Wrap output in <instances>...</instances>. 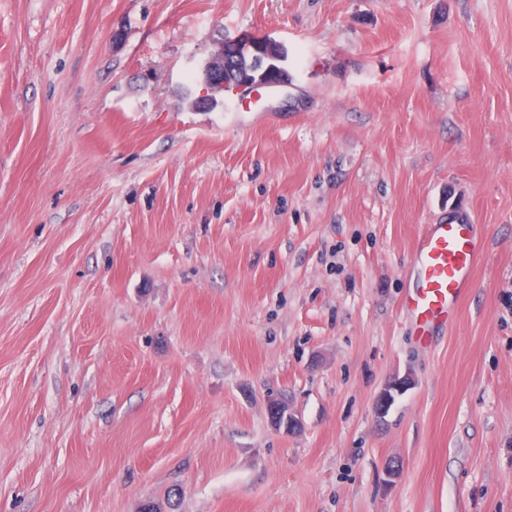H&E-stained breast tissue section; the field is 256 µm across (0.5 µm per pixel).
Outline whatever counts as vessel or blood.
Segmentation results:
<instances>
[{
    "label": "vessel or blood",
    "mask_w": 512,
    "mask_h": 512,
    "mask_svg": "<svg viewBox=\"0 0 512 512\" xmlns=\"http://www.w3.org/2000/svg\"><path fill=\"white\" fill-rule=\"evenodd\" d=\"M284 84L255 88L226 85L224 101L232 112H260ZM486 252L469 217L457 213L426 225L413 249L411 287L404 306L410 333L422 345H430L452 324L471 275Z\"/></svg>",
    "instance_id": "obj_1"
}]
</instances>
